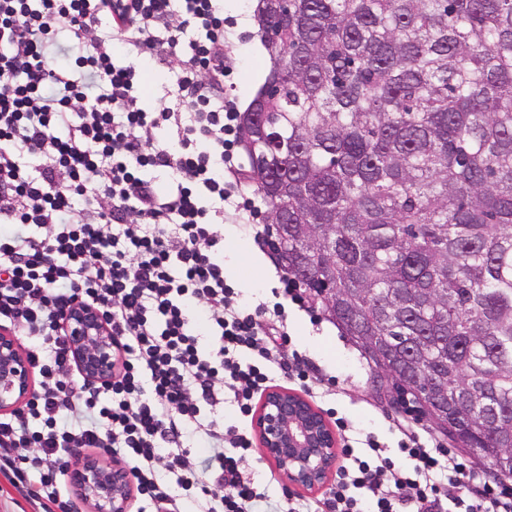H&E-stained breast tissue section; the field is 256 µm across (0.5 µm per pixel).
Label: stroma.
Listing matches in <instances>:
<instances>
[{
    "mask_svg": "<svg viewBox=\"0 0 512 512\" xmlns=\"http://www.w3.org/2000/svg\"><path fill=\"white\" fill-rule=\"evenodd\" d=\"M255 0H224L229 42L240 65L226 78L224 87L236 111H244L264 83L270 62L254 18ZM224 272L229 284L247 304L269 298L277 287L274 267L253 243L249 228L228 220L224 223ZM285 317L291 347L305 353L322 370L338 376L335 386H321L312 399L320 410H333L349 418L361 432L379 436L389 448H396L397 435L388 430L389 407L381 403L372 388L374 366L349 337L340 334L327 319L312 322L309 312L285 302ZM243 471L264 488L267 498L259 502L260 512H286L288 495L283 484L271 480L274 466L259 447H252L241 463Z\"/></svg>",
    "mask_w": 512,
    "mask_h": 512,
    "instance_id": "1",
    "label": "stroma"
}]
</instances>
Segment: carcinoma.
<instances>
[{
    "instance_id": "obj_1",
    "label": "carcinoma",
    "mask_w": 512,
    "mask_h": 512,
    "mask_svg": "<svg viewBox=\"0 0 512 512\" xmlns=\"http://www.w3.org/2000/svg\"><path fill=\"white\" fill-rule=\"evenodd\" d=\"M287 62L253 98L288 138L269 153L240 115L250 179L284 267L344 336L418 358L380 392L512 477V0H257Z\"/></svg>"
}]
</instances>
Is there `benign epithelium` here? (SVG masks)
I'll use <instances>...</instances> for the list:
<instances>
[{
  "instance_id": "7a95c632",
  "label": "benign epithelium",
  "mask_w": 512,
  "mask_h": 512,
  "mask_svg": "<svg viewBox=\"0 0 512 512\" xmlns=\"http://www.w3.org/2000/svg\"><path fill=\"white\" fill-rule=\"evenodd\" d=\"M68 353L80 374L107 383L116 374L118 346L102 311L81 301L64 316ZM35 393L33 365L18 339L0 328V413H15ZM262 454L274 464L285 488L324 486L336 469V433L321 411L286 388L268 389L253 417ZM90 512H129L135 481L123 464L107 463L82 450L65 465Z\"/></svg>"
}]
</instances>
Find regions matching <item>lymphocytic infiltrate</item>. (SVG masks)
<instances>
[{
	"label": "lymphocytic infiltrate",
	"mask_w": 512,
	"mask_h": 512,
	"mask_svg": "<svg viewBox=\"0 0 512 512\" xmlns=\"http://www.w3.org/2000/svg\"><path fill=\"white\" fill-rule=\"evenodd\" d=\"M148 60L173 74L155 110ZM236 66L224 0H0V325L25 329L42 377L0 419V474L46 512L73 508L59 475L74 448L127 459L155 512H252L260 494L241 462L257 399L277 377L337 383L281 352L280 304L244 305L224 277L226 218L276 255L224 97ZM77 299L103 307L119 338L109 383L69 374L63 313ZM227 396L244 428L212 417ZM335 424L343 463L328 496L287 512H512L511 478L418 424L391 418L393 451L371 434L353 447L349 421ZM199 432L203 457L189 444Z\"/></svg>",
	"instance_id": "f902f5d3"
}]
</instances>
